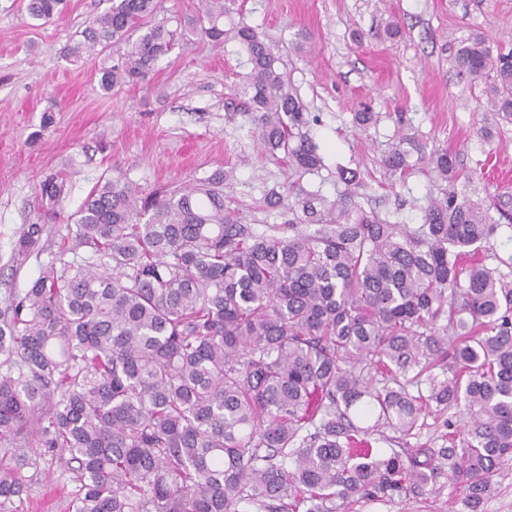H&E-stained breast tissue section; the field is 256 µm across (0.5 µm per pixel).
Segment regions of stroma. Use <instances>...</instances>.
I'll list each match as a JSON object with an SVG mask.
<instances>
[{
  "instance_id": "1",
  "label": "stroma",
  "mask_w": 512,
  "mask_h": 512,
  "mask_svg": "<svg viewBox=\"0 0 512 512\" xmlns=\"http://www.w3.org/2000/svg\"><path fill=\"white\" fill-rule=\"evenodd\" d=\"M25 0H0V308L29 288L73 227L66 223L101 181L119 177L145 192L232 171L226 193L254 224H280L299 191L336 199L340 167L363 179L356 202L397 224L420 223L443 182L412 167L392 182L380 164L399 133L456 154L457 187L487 205L500 226L489 246L512 257V123L497 124L483 83L461 79L453 52L478 31L512 48V0H233L234 16L258 28L293 92L317 125L311 134L325 166L301 174L261 152L233 90L250 67L235 43L199 38L177 45L149 83L105 93L100 59L78 63L67 49L109 0H66L61 20L31 18ZM309 40L300 43L299 32ZM374 113L359 127L354 116ZM61 180L60 215L41 207L40 186ZM286 205L266 210L269 191ZM44 225L40 247L22 268L12 255L23 228ZM20 512H72L79 491L70 454H46L26 470ZM462 488L440 478L435 493L350 512H459Z\"/></svg>"
}]
</instances>
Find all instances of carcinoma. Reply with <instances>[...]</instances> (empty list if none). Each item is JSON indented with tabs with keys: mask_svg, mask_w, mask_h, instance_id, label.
<instances>
[{
	"mask_svg": "<svg viewBox=\"0 0 512 512\" xmlns=\"http://www.w3.org/2000/svg\"><path fill=\"white\" fill-rule=\"evenodd\" d=\"M111 2L68 53L115 50L105 92L146 81L175 41L152 22L159 0ZM64 8L26 5L45 21ZM228 13L204 0L181 36L237 42L262 151L319 170L312 119L273 49L241 20L224 28ZM453 61L512 122V49L477 34ZM404 143L448 184L414 227L352 202L363 181L350 168L337 171L338 199L305 192L288 223L261 228L226 204L229 171L147 195L120 178L96 186L70 215L62 253L75 258L49 262L0 311L13 368L0 373V512H17L44 448L77 463L74 512H346L431 494L443 475L480 512L512 454V261L509 273L487 265L481 243L500 225L459 197L451 153L404 134L387 172L407 170ZM40 192L56 213L64 185ZM44 231L27 226L13 263ZM426 411L444 445L378 446Z\"/></svg>",
	"mask_w": 512,
	"mask_h": 512,
	"instance_id": "obj_1",
	"label": "carcinoma"
}]
</instances>
